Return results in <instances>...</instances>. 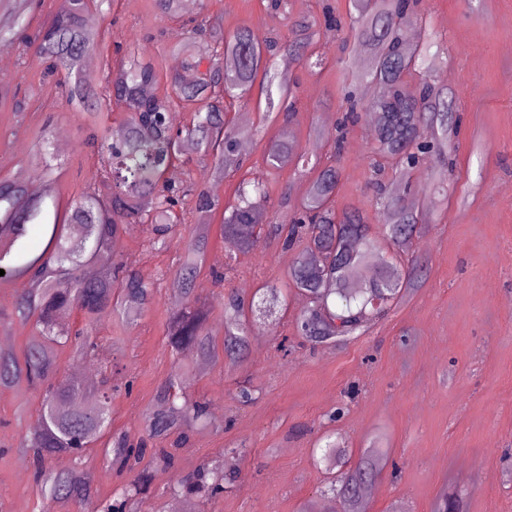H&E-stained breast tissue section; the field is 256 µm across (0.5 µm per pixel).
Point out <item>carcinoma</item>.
<instances>
[{
    "mask_svg": "<svg viewBox=\"0 0 512 512\" xmlns=\"http://www.w3.org/2000/svg\"><path fill=\"white\" fill-rule=\"evenodd\" d=\"M89 2L66 0L65 8L31 38L25 34L28 0H0V48L33 47L46 63V76L63 75L69 101L86 111L96 130L92 144L101 160L85 194L64 212L54 213L51 223L45 201L54 198V178L37 197L19 182L0 181V269L5 271L0 287L28 279L30 287L12 301L10 318L33 326L21 352L0 348V386L25 383L40 392L38 423L20 438L19 447L33 453L34 482L47 506L132 512L149 494L169 501L199 495L216 499L224 495L222 463L204 462L191 478L177 475L166 486L153 487V467L175 469V455L151 443L170 439L178 448L208 416L206 402L187 396L178 373L158 384L141 436L109 439L113 397L129 394L133 379L119 377L121 369H114L102 379L98 395L82 405L78 397L84 385L75 377L58 378L60 351L69 349L81 359L98 355L104 342L95 327L99 315L113 312L132 324L153 304L154 283L133 271L119 253L125 225L148 223L147 244L165 248L177 226L191 218L195 229L179 242L174 285L183 303L168 319L169 346L176 356L193 354L192 367L221 358L228 367L242 362L247 336L257 321L276 312L280 289L260 288L250 297L225 293L224 337L217 347L196 281L210 243L211 212L219 201L197 190L191 178L174 182L166 172L177 163L188 167L196 158L208 160L224 178L240 171L236 146L254 131L227 120L228 107L248 99L260 79L266 96L262 121L290 120L293 108L276 110V103L293 96L290 80L275 72L277 57L286 53L309 69H319L325 55L312 49L315 23L306 17L293 20L288 36L277 41L261 40L247 27L226 33L201 12L188 21L187 39L179 47L188 74L171 77L170 91L152 93L161 80L159 70L132 49L116 63L105 60L104 85L97 86L87 81L81 67L98 42V35L83 25ZM351 5L345 25L325 7L328 22L346 27V41L362 47L363 55L346 62L341 118L318 134L337 157L351 128L374 115L369 185L393 252L381 254L363 213L336 212L340 171L334 161L312 164L300 201L286 191L271 200L269 176L290 159L304 158L283 133L267 140L262 177L247 181L251 191L239 190L237 203L226 209L220 225L225 241L243 252L259 249L272 237L282 248L297 251L288 278L307 300L296 330L313 345L336 334L362 333L422 286V270L408 258L417 250L414 235L425 221L423 212L408 204L411 176L422 161L432 159L420 186L433 183L440 191L436 205L446 204L448 181L454 176L451 156L457 150L458 99L448 88L444 66L430 56V40H409L403 33L411 22L426 29L429 11L423 0H351ZM173 98L195 107L192 124L177 130L167 121ZM114 103L124 109L126 119L111 131L104 112ZM107 250L115 254L110 266L96 278L83 277L85 264ZM73 313L80 321H63ZM100 442L107 475L114 470L132 473L113 497H98L77 468H47L58 453L79 459L88 446ZM382 455L375 445L352 463L345 450L328 446V470H341L340 484H330L329 492L339 496L344 512H364L363 493L381 473Z\"/></svg>",
    "mask_w": 512,
    "mask_h": 512,
    "instance_id": "cac0c4a2",
    "label": "carcinoma"
}]
</instances>
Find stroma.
<instances>
[{"mask_svg":"<svg viewBox=\"0 0 512 512\" xmlns=\"http://www.w3.org/2000/svg\"><path fill=\"white\" fill-rule=\"evenodd\" d=\"M327 4L339 17L350 10L349 0H288L284 13L261 0H195L183 12L184 19L200 11L219 17L227 30L250 27L263 39L286 36L289 18H318L316 40L328 63L320 70L297 62L288 68L298 107L288 132L324 162L328 147L310 129L334 124L343 89L335 62L342 32L322 24ZM428 4L462 123L447 207H435L432 190L411 192L433 217L416 252L426 267L424 285L365 335L313 349L293 335L304 302L288 280L295 251L270 242L243 254L213 235L198 285L214 330L224 329L226 290L249 295L275 286L286 301L249 335L235 370L219 362L188 374L186 391L206 400L209 422L179 449L177 471H157L156 483L225 458L229 489L197 504L196 512H315L322 503L340 512L339 501L324 492L326 471L315 461L327 435L355 458L382 436L389 463L373 484L367 512H432L446 491L460 494L463 512H512V0ZM88 19L101 35L88 56L96 83L103 79V60L119 47L138 48L162 74H172L173 48L187 37L182 21L162 17L155 0H108ZM41 71L34 53L0 50V91L7 93L0 100V178L20 182L38 172L31 161L35 143L67 132L71 147L54 152L63 205L85 191L98 158L80 146L85 117L61 87L42 82ZM371 145L366 125L349 133L337 162V208L374 214L367 186ZM147 235L146 225H126L120 246L141 277L159 281L156 299L134 325L101 314L97 328L112 343L89 362L101 373L118 356L136 377L132 394L112 403L116 434H139L157 384L174 367L166 327L176 305L170 280L159 274L174 268L179 249L148 248ZM213 269L223 272V287L213 284ZM286 335L291 349L282 353L276 345ZM240 381L254 390V401L236 399ZM38 402L36 392L0 387V512H41L33 455L16 448L37 420ZM242 442L250 452L239 457Z\"/></svg>","mask_w":512,"mask_h":512,"instance_id":"1","label":"stroma"}]
</instances>
